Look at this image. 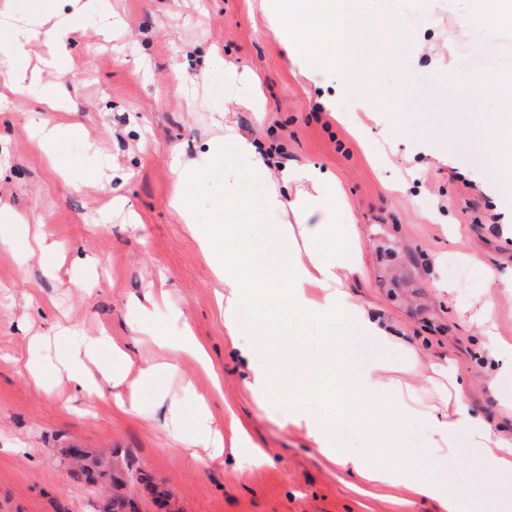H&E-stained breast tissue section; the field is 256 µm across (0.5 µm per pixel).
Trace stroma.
<instances>
[{
	"label": "stroma",
	"instance_id": "stroma-1",
	"mask_svg": "<svg viewBox=\"0 0 512 512\" xmlns=\"http://www.w3.org/2000/svg\"><path fill=\"white\" fill-rule=\"evenodd\" d=\"M4 7L15 14L4 40L51 24L42 0H0ZM384 8L345 73L303 74L259 0H98L69 45L65 77L43 67L48 50L34 41V83L18 92L0 79V512H104L114 495L135 512H436L403 488L351 478L304 422L284 417L282 402L259 404L247 387L240 349L250 332L228 335L210 261L170 205L176 168L197 164L186 200L198 223L236 224L253 260L281 262L282 245L263 226L216 206L225 181L237 182L247 207L280 184L279 170L268 184L253 182L245 158L208 161L228 129L275 150L282 168L315 167L340 183L361 240V270L344 289L406 336L419 359L409 367L402 351L386 352L391 378L442 406L448 381L433 367L453 363L473 411L512 431V359L481 347L489 335L512 347V290L490 285L512 268L503 232L512 225V149L499 142L500 98L470 95L477 74L512 76V26H464L470 0ZM391 17L402 38L388 32ZM216 57L222 66L210 69ZM344 78L369 85V110L337 96ZM46 116L86 130L64 138L52 162L31 138ZM451 124L468 137L449 144L442 129ZM97 152L108 164L90 178ZM40 230L56 250L25 257L26 237ZM176 317L204 344L220 388L192 358L155 344ZM66 328L133 347L136 367L173 361L179 370L141 393L134 412L76 397L61 360L85 351L62 338ZM173 399L186 407L177 428ZM201 399L211 430L240 420L263 464L229 451L210 460L195 433ZM403 430L422 475L449 494L497 486L480 469L481 449L436 461L423 422ZM339 447L346 457L369 451L345 428ZM71 448L131 458L133 472L100 477L90 495ZM402 450L369 452L395 464Z\"/></svg>",
	"mask_w": 512,
	"mask_h": 512
}]
</instances>
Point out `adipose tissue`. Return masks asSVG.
I'll list each match as a JSON object with an SVG mask.
<instances>
[{"label":"adipose tissue","instance_id":"adipose-tissue-1","mask_svg":"<svg viewBox=\"0 0 512 512\" xmlns=\"http://www.w3.org/2000/svg\"><path fill=\"white\" fill-rule=\"evenodd\" d=\"M373 4L374 0H329L326 12L315 18L301 14L294 0H262L261 9L286 54L299 67L312 71L343 68L362 42ZM282 179L309 183L311 190L291 196L271 189L258 207L250 209L249 217L261 224L271 215L293 212L296 227L268 224L286 247L291 265L286 279L280 270L256 266L236 247L235 225L200 226L194 224L190 208L181 211L215 276L224 282L226 330L232 335L246 326L252 330L251 342L241 351L252 371V389L263 399L287 394L289 417L304 420L318 448L331 456L337 453L338 428L359 429L371 444L395 448L403 442L401 423L413 420L427 424L437 453L462 444L483 449L484 467L498 474L505 486L482 493V512H512V436L496 432L475 415L463 395L464 381L449 373L457 394L450 407L441 409L421 406L413 392L388 378L389 366L378 353L405 347L406 341L342 290L358 262L350 248L358 231L345 213L332 208L335 177L305 168L285 172ZM299 238L305 243L302 259L294 248ZM282 315L296 325L298 335L320 340L302 369L286 377L274 369L268 339L270 322ZM130 364V355L115 348L101 362L98 374L70 360L64 368L79 391L94 396L111 380L129 382L131 390L138 392L170 371L169 366H157L131 380L127 377ZM326 387L335 396L329 411L320 413L307 400ZM349 465L361 479L401 486L414 497L436 502L440 512H473L469 499L448 494L440 481L422 477L412 458L396 466L353 458Z\"/></svg>","mask_w":512,"mask_h":512}]
</instances>
